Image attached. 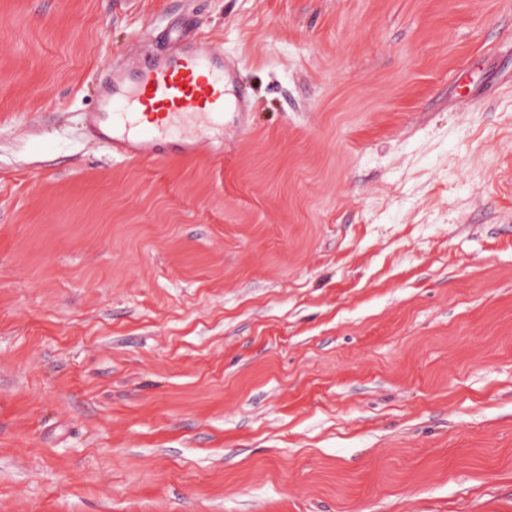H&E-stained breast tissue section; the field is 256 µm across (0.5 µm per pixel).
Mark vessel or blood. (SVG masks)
Instances as JSON below:
<instances>
[{"label":"vessel or blood","mask_w":512,"mask_h":512,"mask_svg":"<svg viewBox=\"0 0 512 512\" xmlns=\"http://www.w3.org/2000/svg\"><path fill=\"white\" fill-rule=\"evenodd\" d=\"M236 67L188 32L162 39L147 58L113 63L97 87L106 109L87 115L95 142L133 161L195 155L200 140L174 136L171 128L198 115L223 129L225 85Z\"/></svg>","instance_id":"obj_1"}]
</instances>
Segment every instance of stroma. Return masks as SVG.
Here are the masks:
<instances>
[{
  "mask_svg": "<svg viewBox=\"0 0 512 512\" xmlns=\"http://www.w3.org/2000/svg\"><path fill=\"white\" fill-rule=\"evenodd\" d=\"M188 24L252 111L112 157ZM0 512H512V0H0Z\"/></svg>",
  "mask_w": 512,
  "mask_h": 512,
  "instance_id": "stroma-1",
  "label": "stroma"
}]
</instances>
